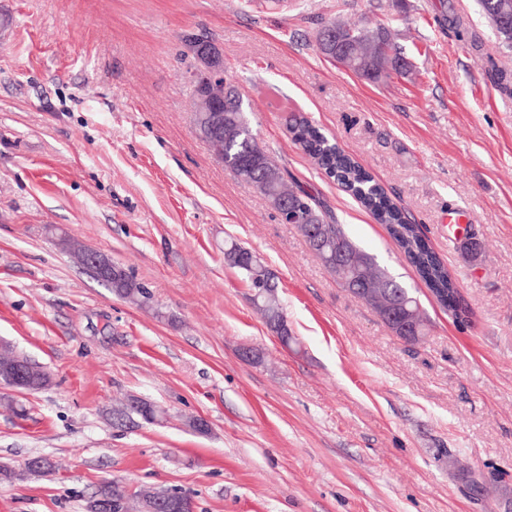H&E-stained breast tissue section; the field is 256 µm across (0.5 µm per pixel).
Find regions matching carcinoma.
<instances>
[{"instance_id": "1", "label": "carcinoma", "mask_w": 512, "mask_h": 512, "mask_svg": "<svg viewBox=\"0 0 512 512\" xmlns=\"http://www.w3.org/2000/svg\"><path fill=\"white\" fill-rule=\"evenodd\" d=\"M482 13L495 32L500 47L512 51V0H479ZM336 39L341 66L373 82L387 81L404 73L405 61L393 41L391 31L379 24L369 27L356 23L332 21L318 31L317 47L326 53L330 39ZM197 130L203 134L213 152L219 155L224 167L238 179L254 185L274 205L291 203L302 196L309 200L312 210L308 223L321 228L316 236L303 234L310 250L328 269L336 282L357 298L368 288L377 299L367 303L382 321H387L382 305L390 297L404 292L410 298L413 325L420 336L426 335L428 322L418 300L399 283L375 258L362 250L336 223L332 212L304 186L288 176L271 157L253 133L242 97L237 86L228 87L224 95V112L219 131L207 125L206 113H194ZM293 141L311 156L325 171L358 202L365 206L380 224L386 225L390 236L437 299L454 311L457 320H468L467 308L454 305L459 295L458 286L435 252L421 237L415 225L409 223L400 208L387 196L384 189L356 161L344 154L335 142L303 116L292 114L286 123ZM225 262L237 269L252 291V302L270 329L280 336L283 345L292 341L288 324L284 321L274 275L251 250L232 242L224 248ZM112 292L140 307H149L152 295L148 288L128 273L112 277ZM148 492L136 496L128 493L118 481L106 482L95 492L93 500L121 502L132 497L145 500Z\"/></svg>"}]
</instances>
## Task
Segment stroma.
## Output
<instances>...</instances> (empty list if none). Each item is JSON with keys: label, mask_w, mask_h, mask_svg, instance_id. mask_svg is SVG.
<instances>
[{"label": "stroma", "mask_w": 512, "mask_h": 512, "mask_svg": "<svg viewBox=\"0 0 512 512\" xmlns=\"http://www.w3.org/2000/svg\"><path fill=\"white\" fill-rule=\"evenodd\" d=\"M445 6L478 48L441 28ZM334 20L386 25L406 74L374 83L325 58L315 35ZM190 32L221 48L261 145L418 299V344L199 137ZM498 68L512 54L477 0H0V341L53 378L16 395L22 413L0 406V512H88L112 479L187 493L194 512H512V92ZM273 90L418 225L467 322L292 141ZM229 239L274 274L295 345L225 263ZM67 240L123 266L151 307L117 297ZM134 395L163 422L115 425ZM38 456L53 470H25Z\"/></svg>", "instance_id": "obj_1"}]
</instances>
